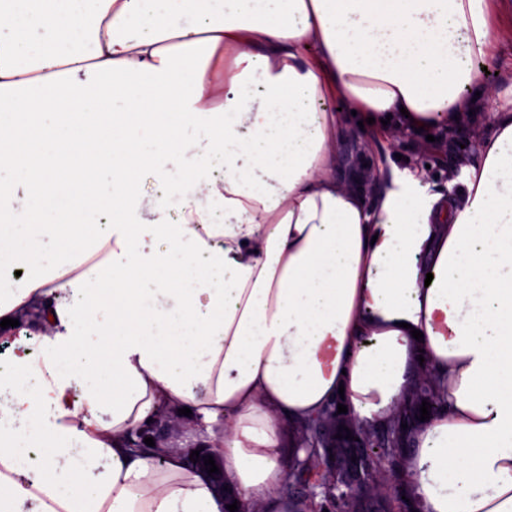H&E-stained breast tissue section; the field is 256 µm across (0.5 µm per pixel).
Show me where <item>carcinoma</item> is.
<instances>
[{
    "instance_id": "cac0c4a2",
    "label": "carcinoma",
    "mask_w": 512,
    "mask_h": 512,
    "mask_svg": "<svg viewBox=\"0 0 512 512\" xmlns=\"http://www.w3.org/2000/svg\"><path fill=\"white\" fill-rule=\"evenodd\" d=\"M443 397L444 392L434 379L430 378L418 384L398 412L396 420L388 428L365 438V453L370 461V478L374 490L371 499L390 496L395 501L404 503L398 489V475L409 436L402 434V425L415 424L418 409L424 400L431 404L430 412L439 411ZM304 431L302 450L305 455L301 457L296 454L291 459L284 491L289 496L302 500L306 510L312 512L317 508L314 499L318 490L323 488L325 457L321 449L316 447L315 424L304 426Z\"/></svg>"
}]
</instances>
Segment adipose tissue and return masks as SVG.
Segmentation results:
<instances>
[{
    "label": "adipose tissue",
    "instance_id": "adipose-tissue-1",
    "mask_svg": "<svg viewBox=\"0 0 512 512\" xmlns=\"http://www.w3.org/2000/svg\"><path fill=\"white\" fill-rule=\"evenodd\" d=\"M497 35L490 0H0V512H225L195 450L293 512L284 425L383 429L425 369L401 490L512 512V98L448 198L336 174L350 112L494 96Z\"/></svg>",
    "mask_w": 512,
    "mask_h": 512
}]
</instances>
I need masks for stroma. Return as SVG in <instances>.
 Returning <instances> with one entry per match:
<instances>
[{
	"label": "stroma",
	"instance_id": "obj_1",
	"mask_svg": "<svg viewBox=\"0 0 512 512\" xmlns=\"http://www.w3.org/2000/svg\"><path fill=\"white\" fill-rule=\"evenodd\" d=\"M494 109L487 102L475 107L473 112L461 113L451 129H439L434 141H422L404 137L392 142L378 140L372 128H360L356 122H348L344 136L338 146L336 173L348 176L358 173L362 177L360 187L367 200H374L378 188L367 181L368 168L374 165L380 155H388V170L397 175L405 171L429 170L428 193H447L451 182L460 180L462 168L471 163L477 155V135L487 128ZM467 141V150H460V141Z\"/></svg>",
	"mask_w": 512,
	"mask_h": 512
}]
</instances>
